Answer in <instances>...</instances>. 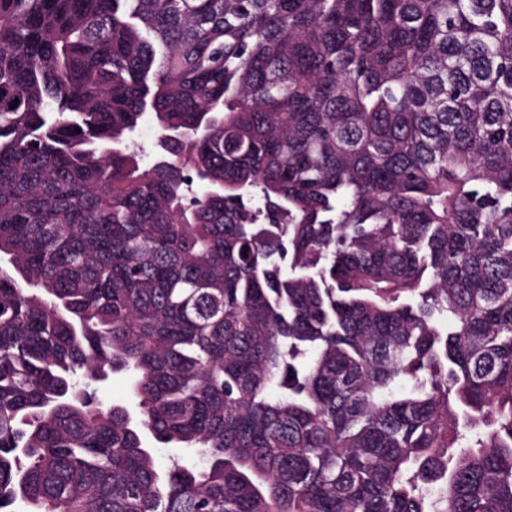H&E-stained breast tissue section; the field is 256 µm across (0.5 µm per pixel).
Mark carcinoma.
<instances>
[{
  "label": "carcinoma",
  "instance_id": "obj_1",
  "mask_svg": "<svg viewBox=\"0 0 512 512\" xmlns=\"http://www.w3.org/2000/svg\"><path fill=\"white\" fill-rule=\"evenodd\" d=\"M16 505L512 512V0H0ZM99 388L102 399L124 404L131 401L130 381L123 373L112 374Z\"/></svg>",
  "mask_w": 512,
  "mask_h": 512
}]
</instances>
